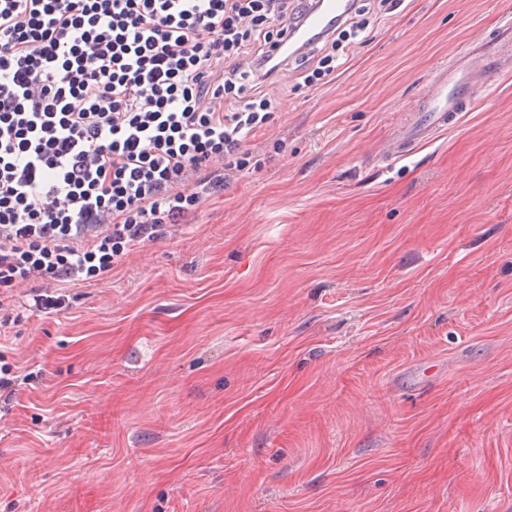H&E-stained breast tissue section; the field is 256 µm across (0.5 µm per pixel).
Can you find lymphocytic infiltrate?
Instances as JSON below:
<instances>
[{
  "label": "lymphocytic infiltrate",
  "mask_w": 512,
  "mask_h": 512,
  "mask_svg": "<svg viewBox=\"0 0 512 512\" xmlns=\"http://www.w3.org/2000/svg\"><path fill=\"white\" fill-rule=\"evenodd\" d=\"M309 0H0V308L111 277L251 169ZM365 20L296 57L315 84Z\"/></svg>",
  "instance_id": "lymphocytic-infiltrate-1"
}]
</instances>
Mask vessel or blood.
Returning a JSON list of instances; mask_svg holds the SVG:
<instances>
[{
  "label": "vessel or blood",
  "mask_w": 512,
  "mask_h": 512,
  "mask_svg": "<svg viewBox=\"0 0 512 512\" xmlns=\"http://www.w3.org/2000/svg\"><path fill=\"white\" fill-rule=\"evenodd\" d=\"M348 7V0H319L316 8L307 11L298 29L278 47V55L290 59L296 50H308L318 35L324 34L334 21L346 14ZM461 74L476 78L480 87H488L491 79L484 52L465 48L457 58L437 70L422 101L423 120L408 126L402 136L393 141L387 149V158L406 156L418 141L448 125L454 114L461 111L462 105L455 92L457 77Z\"/></svg>",
  "instance_id": "b4317fda"
}]
</instances>
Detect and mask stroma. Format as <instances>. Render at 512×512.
<instances>
[{"label":"stroma","mask_w":512,"mask_h":512,"mask_svg":"<svg viewBox=\"0 0 512 512\" xmlns=\"http://www.w3.org/2000/svg\"><path fill=\"white\" fill-rule=\"evenodd\" d=\"M359 5L330 82L284 72L258 169L11 324L39 379L0 402V512H512V57L380 159L512 0ZM484 58L482 49L477 51L475 48L465 47L457 58L437 70L430 80L428 93L421 104L424 119L420 123L408 126L402 136L393 141L387 149V158L406 156L418 141L430 137L435 131L448 125L453 120V114L461 112L462 105L458 101V93L455 92L459 74L471 76L475 79V84L482 88L489 86L491 79Z\"/></svg>","instance_id":"1"}]
</instances>
